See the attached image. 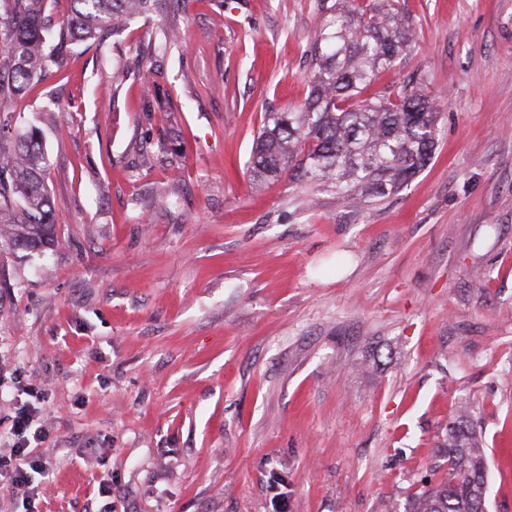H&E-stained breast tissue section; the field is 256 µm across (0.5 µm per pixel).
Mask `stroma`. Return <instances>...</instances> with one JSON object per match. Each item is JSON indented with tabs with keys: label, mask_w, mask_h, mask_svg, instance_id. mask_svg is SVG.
<instances>
[{
	"label": "stroma",
	"mask_w": 512,
	"mask_h": 512,
	"mask_svg": "<svg viewBox=\"0 0 512 512\" xmlns=\"http://www.w3.org/2000/svg\"><path fill=\"white\" fill-rule=\"evenodd\" d=\"M399 2L373 90L416 75L439 144L363 208L246 172L309 93L313 0H159L19 103L60 233L0 252V449L43 392L50 475L0 512H402L462 410L512 512V0Z\"/></svg>",
	"instance_id": "stroma-1"
}]
</instances>
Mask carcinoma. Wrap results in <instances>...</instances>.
I'll list each match as a JSON object with an SVG mask.
<instances>
[{"label":"carcinoma","mask_w":512,"mask_h":512,"mask_svg":"<svg viewBox=\"0 0 512 512\" xmlns=\"http://www.w3.org/2000/svg\"><path fill=\"white\" fill-rule=\"evenodd\" d=\"M54 24L50 0H0V249L45 252L58 243L50 162L41 131L22 127L14 104L78 43L99 41L155 0H65ZM415 27L390 0H342L306 49L310 92L286 112H267L249 162L261 184L289 169L360 207L402 190L430 162L438 137L435 103L401 86L363 97L400 65ZM446 468L404 512H485L488 464L462 412L440 447Z\"/></svg>","instance_id":"carcinoma-1"}]
</instances>
